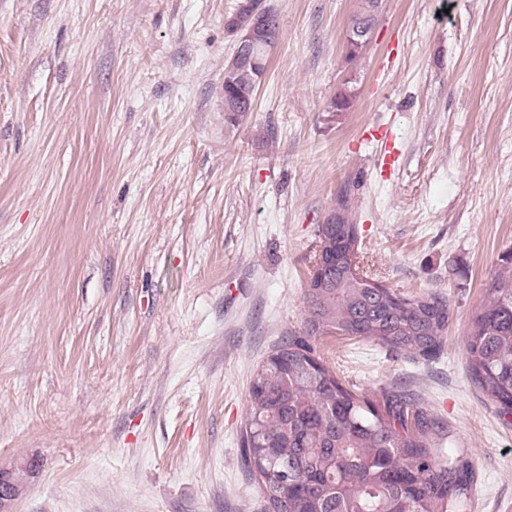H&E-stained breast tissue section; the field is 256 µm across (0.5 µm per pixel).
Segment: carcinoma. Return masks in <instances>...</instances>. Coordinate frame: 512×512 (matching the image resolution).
<instances>
[{"label": "carcinoma", "mask_w": 512, "mask_h": 512, "mask_svg": "<svg viewBox=\"0 0 512 512\" xmlns=\"http://www.w3.org/2000/svg\"><path fill=\"white\" fill-rule=\"evenodd\" d=\"M379 0H361L350 27L372 25ZM275 44L255 50V65L224 75L240 112L253 109ZM354 98L348 80L332 97L346 112ZM336 258L325 262L322 287L308 288L302 336H290L253 377L245 429L259 428L243 448L272 512H465L472 470L426 411L403 392L377 401L345 386L314 355L310 340L338 334L365 338L424 358L443 347L451 308L435 293L403 294L358 280L347 253L355 224H333ZM472 316L466 338L469 371L499 415H512V249Z\"/></svg>", "instance_id": "cac0c4a2"}]
</instances>
